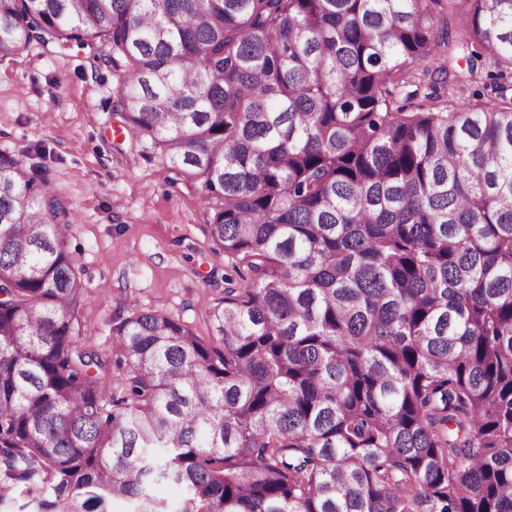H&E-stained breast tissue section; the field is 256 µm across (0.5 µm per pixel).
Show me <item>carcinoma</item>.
<instances>
[{
    "label": "carcinoma",
    "instance_id": "cac0c4a2",
    "mask_svg": "<svg viewBox=\"0 0 512 512\" xmlns=\"http://www.w3.org/2000/svg\"><path fill=\"white\" fill-rule=\"evenodd\" d=\"M91 40L248 277L208 338L124 319L106 392L69 210L1 151L0 476L34 512H512V0H0L8 54ZM475 44L474 101L393 108ZM151 494L161 500L171 512H178L184 499V490L173 482H160L153 485Z\"/></svg>",
    "mask_w": 512,
    "mask_h": 512
}]
</instances>
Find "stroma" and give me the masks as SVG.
<instances>
[{"mask_svg":"<svg viewBox=\"0 0 512 512\" xmlns=\"http://www.w3.org/2000/svg\"><path fill=\"white\" fill-rule=\"evenodd\" d=\"M124 71L92 49L31 45L0 57V151L44 171L68 205L66 230L87 289L83 344L118 355L116 325L161 310L210 333L233 264L202 231L211 211L141 156L115 111Z\"/></svg>","mask_w":512,"mask_h":512,"instance_id":"35a3bbf8","label":"stroma"}]
</instances>
